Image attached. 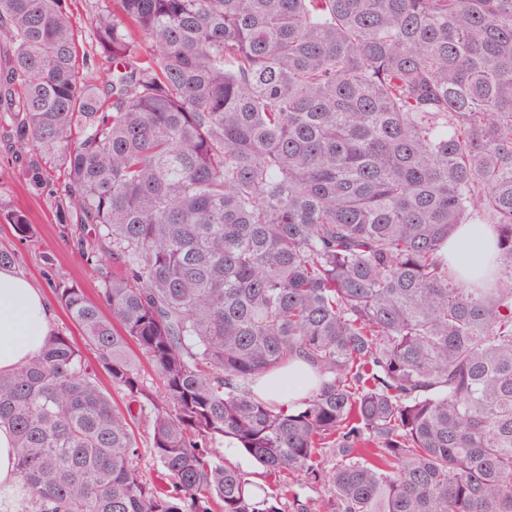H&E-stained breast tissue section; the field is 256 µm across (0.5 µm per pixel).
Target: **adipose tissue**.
<instances>
[{
    "mask_svg": "<svg viewBox=\"0 0 512 512\" xmlns=\"http://www.w3.org/2000/svg\"><path fill=\"white\" fill-rule=\"evenodd\" d=\"M53 312L41 288L0 268V373L35 356L51 332Z\"/></svg>",
    "mask_w": 512,
    "mask_h": 512,
    "instance_id": "adipose-tissue-1",
    "label": "adipose tissue"
}]
</instances>
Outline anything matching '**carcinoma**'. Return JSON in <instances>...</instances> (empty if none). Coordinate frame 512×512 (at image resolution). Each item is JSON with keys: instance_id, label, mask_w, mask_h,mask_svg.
<instances>
[{"instance_id": "carcinoma-1", "label": "carcinoma", "mask_w": 512, "mask_h": 512, "mask_svg": "<svg viewBox=\"0 0 512 512\" xmlns=\"http://www.w3.org/2000/svg\"><path fill=\"white\" fill-rule=\"evenodd\" d=\"M98 2L79 64L66 0H0V134L111 383L55 330L0 373L19 512H308L226 443L326 512H512V0ZM299 362L303 398L253 391ZM495 232L491 224H465L457 232L456 239L451 241L450 252L454 254L457 242L472 241L478 247L470 258V264L477 265L486 260L488 252L492 249ZM224 459L231 465L238 467L240 470L249 474L250 478L261 477L264 485L268 487L271 483H276L278 488L284 494L282 501L288 503V494L291 490L299 493L301 499L307 501L312 509L319 510L321 508V500L327 497V492L320 486L309 485L304 482L303 477L289 476L288 473H282L276 479L269 477L265 473V469L256 462L252 457L238 454L232 449L223 447Z\"/></svg>"}]
</instances>
